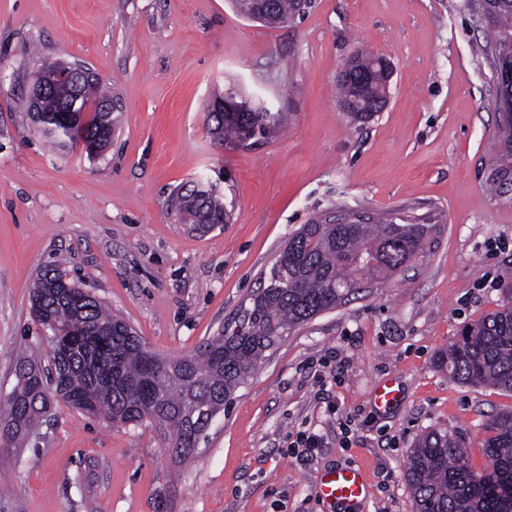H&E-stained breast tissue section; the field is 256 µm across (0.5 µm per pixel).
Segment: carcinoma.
<instances>
[{"mask_svg": "<svg viewBox=\"0 0 512 512\" xmlns=\"http://www.w3.org/2000/svg\"><path fill=\"white\" fill-rule=\"evenodd\" d=\"M470 11L492 18L491 37L479 47L490 66L512 63V0H467ZM275 14L288 22L303 14L300 0H276ZM382 57L358 46L336 76L338 102L353 99L349 78L353 63L368 70L364 96L384 93ZM84 104L91 115L61 111L67 89L58 87L43 98L41 135L53 147L77 145L94 156L109 146L113 113L122 110L100 79L83 84ZM219 95L203 105L212 139L245 149L282 126L281 116L256 105L247 112L215 115ZM112 103L102 112L99 104ZM503 147L498 173H512V120L502 121ZM170 211L202 227L227 224L230 211L212 186L192 181L176 189ZM433 225L403 218L370 216L363 224H331L318 218L288 237L259 287L241 303L234 318L218 335L201 342L194 352L165 358L112 314L75 281H61L59 267L40 273L31 292L33 317L60 347L51 367L30 357L14 368L15 384L3 399L4 428L14 439L40 423L55 400L112 424L156 426L165 447L184 459L224 405L288 333L316 315L333 310L368 284L384 280L408 264L425 246ZM448 376L468 385H489L512 393V277L504 287L500 309L468 324L438 358ZM482 444L486 467L477 472L458 438L432 429L410 450L405 479L415 512H512V407L501 410L487 425Z\"/></svg>", "mask_w": 512, "mask_h": 512, "instance_id": "cac0c4a2", "label": "carcinoma"}]
</instances>
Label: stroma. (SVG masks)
<instances>
[{
    "mask_svg": "<svg viewBox=\"0 0 512 512\" xmlns=\"http://www.w3.org/2000/svg\"><path fill=\"white\" fill-rule=\"evenodd\" d=\"M466 0H311L276 28L230 0H0V398L25 353L46 354L33 281L57 265L161 355L216 336L289 235L328 211L400 212L432 225L404 270L299 326L236 391L192 457L150 425L65 403L0 439V512H413L405 466L432 429L485 466L486 424L512 394L437 363L497 310L512 269V182L495 178L501 119ZM394 65L388 103L355 122L336 76L356 44ZM85 65L123 105L111 145L52 150L20 106L32 73ZM234 79L285 116L245 150L217 145L201 105ZM217 183L229 224L190 230L172 190ZM393 379L387 411L374 390ZM319 435L312 460L289 450ZM361 465L369 494L322 500L319 474Z\"/></svg>",
    "mask_w": 512,
    "mask_h": 512,
    "instance_id": "stroma-1",
    "label": "stroma"
}]
</instances>
